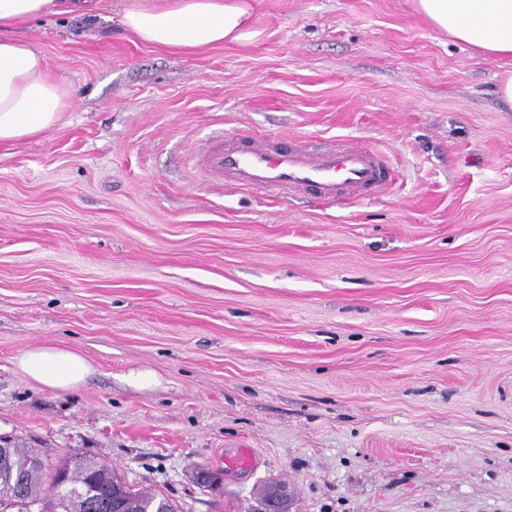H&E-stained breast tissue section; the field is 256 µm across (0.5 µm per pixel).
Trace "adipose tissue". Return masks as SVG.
<instances>
[{"label":"adipose tissue","instance_id":"obj_1","mask_svg":"<svg viewBox=\"0 0 512 512\" xmlns=\"http://www.w3.org/2000/svg\"><path fill=\"white\" fill-rule=\"evenodd\" d=\"M435 28L487 58L512 57V0H415ZM86 0H0V143H13L54 126L71 96L48 80L43 57L10 37L20 21L45 14L82 13ZM247 0H146L122 15L139 41L191 53L226 41L250 38ZM19 369L37 384L69 391L91 372L79 354L56 346L23 351Z\"/></svg>","mask_w":512,"mask_h":512}]
</instances>
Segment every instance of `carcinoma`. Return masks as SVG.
<instances>
[{
	"label": "carcinoma",
	"mask_w": 512,
	"mask_h": 512,
	"mask_svg": "<svg viewBox=\"0 0 512 512\" xmlns=\"http://www.w3.org/2000/svg\"><path fill=\"white\" fill-rule=\"evenodd\" d=\"M38 451L0 437V512H85L95 499L97 512H180L160 491L140 490L112 466L74 457L55 465L34 467Z\"/></svg>",
	"instance_id": "cac0c4a2"
}]
</instances>
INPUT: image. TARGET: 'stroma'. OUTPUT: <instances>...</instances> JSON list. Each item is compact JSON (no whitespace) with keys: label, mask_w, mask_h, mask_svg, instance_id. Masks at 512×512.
<instances>
[{"label":"stroma","mask_w":512,"mask_h":512,"mask_svg":"<svg viewBox=\"0 0 512 512\" xmlns=\"http://www.w3.org/2000/svg\"><path fill=\"white\" fill-rule=\"evenodd\" d=\"M138 3L11 31L72 96L0 147V436L181 512H259L271 484L289 512H512V58L414 0H251L254 39L175 53L123 30ZM216 128L352 137L399 177L349 205L206 189ZM40 345L85 383L24 375ZM17 365L37 384L58 391L78 387L91 372V366L82 356L56 346L25 350L17 358Z\"/></svg>","instance_id":"obj_1"}]
</instances>
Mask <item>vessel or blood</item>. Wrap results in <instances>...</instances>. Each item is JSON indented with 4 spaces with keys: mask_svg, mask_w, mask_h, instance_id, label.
I'll use <instances>...</instances> for the list:
<instances>
[{
    "mask_svg": "<svg viewBox=\"0 0 512 512\" xmlns=\"http://www.w3.org/2000/svg\"><path fill=\"white\" fill-rule=\"evenodd\" d=\"M197 164L216 186L325 203L364 201L395 180L383 152L351 139L317 146L298 137L227 135L219 129Z\"/></svg>",
    "mask_w": 512,
    "mask_h": 512,
    "instance_id": "b4317fda",
    "label": "vessel or blood"
}]
</instances>
